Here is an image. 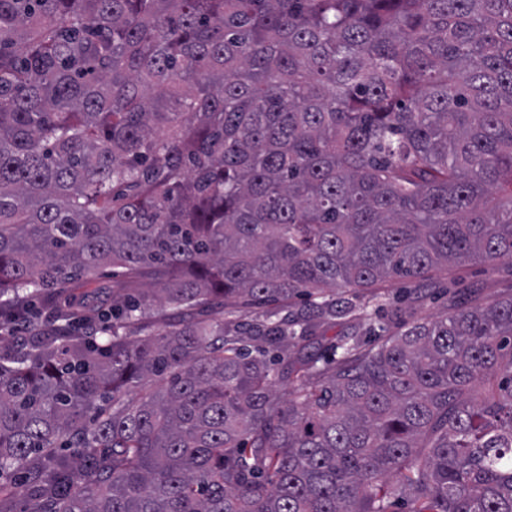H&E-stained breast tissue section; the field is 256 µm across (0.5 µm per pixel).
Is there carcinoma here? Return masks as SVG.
Segmentation results:
<instances>
[{
    "mask_svg": "<svg viewBox=\"0 0 512 512\" xmlns=\"http://www.w3.org/2000/svg\"><path fill=\"white\" fill-rule=\"evenodd\" d=\"M475 258L512 0H0V512H512V295L314 353L324 288Z\"/></svg>",
    "mask_w": 512,
    "mask_h": 512,
    "instance_id": "1",
    "label": "carcinoma"
}]
</instances>
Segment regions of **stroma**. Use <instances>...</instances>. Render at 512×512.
Masks as SVG:
<instances>
[{"label": "stroma", "mask_w": 512, "mask_h": 512, "mask_svg": "<svg viewBox=\"0 0 512 512\" xmlns=\"http://www.w3.org/2000/svg\"><path fill=\"white\" fill-rule=\"evenodd\" d=\"M472 293L488 303L511 295L512 263L490 266L473 260L462 266L438 267L419 282L390 278L350 294L349 300L372 313L373 323L394 332L413 320L448 314L454 303Z\"/></svg>", "instance_id": "stroma-1"}]
</instances>
